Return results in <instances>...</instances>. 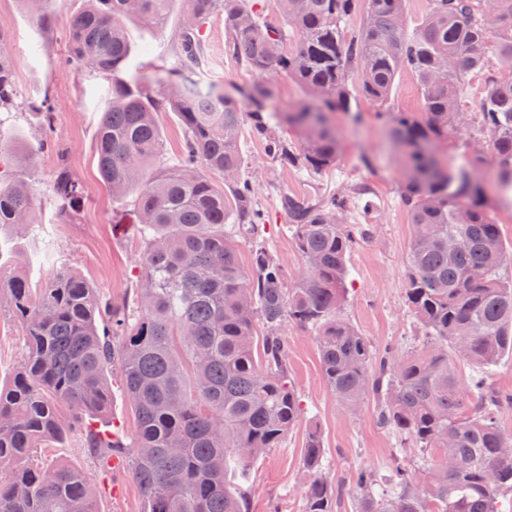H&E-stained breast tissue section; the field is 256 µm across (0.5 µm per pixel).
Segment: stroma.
Segmentation results:
<instances>
[{
	"instance_id": "stroma-1",
	"label": "stroma",
	"mask_w": 512,
	"mask_h": 512,
	"mask_svg": "<svg viewBox=\"0 0 512 512\" xmlns=\"http://www.w3.org/2000/svg\"><path fill=\"white\" fill-rule=\"evenodd\" d=\"M85 6L86 0H43L39 5L0 0V30L9 37L15 68L14 107L0 114V145L35 146L24 177L36 189L37 219L23 234L8 227L0 229V262L6 272L25 276L34 288L43 287L57 272L70 270L87 279L100 300L119 301L134 296L140 241L131 198L113 197L97 167L98 123L110 82L67 64L69 21ZM182 9L181 0H172L163 25L131 22L133 48L121 79L141 78L150 82L154 92H162ZM41 11L52 14L51 26L37 24ZM205 38L208 66L202 75L204 82L236 100L242 110H249L245 91L257 83V76L225 55L222 21L210 23ZM44 101L53 107L51 116L40 110ZM351 106L353 112L362 113L363 121L356 124L350 114H331L342 149L335 166L319 176L277 166L250 134L242 135L240 147L248 160L246 173L257 188L258 204L268 216L265 244L292 275L302 268L303 260L285 229L288 216L281 208V197H323L351 183L371 188L372 210L357 212L354 221L359 242L348 259L344 314L376 352L388 347L407 351L419 341L404 300L412 228L400 200L404 184L401 157L377 116V106L357 92ZM62 161L86 190L85 202L71 223L59 217L50 188ZM285 334L288 375L305 414L280 447L267 449L253 463L250 510L303 512V488L309 475L302 448L309 427L315 425L323 437L327 474L343 489L339 508L357 512L353 492L357 472L372 471L385 478L400 459L415 460L418 452L397 453V438L378 423L373 404L352 414L343 410L323 378L311 332L289 327ZM23 349L19 323L7 310H0V387L12 379ZM50 454L91 479L99 490V512H143L128 467L107 468L74 437L57 444Z\"/></svg>"
}]
</instances>
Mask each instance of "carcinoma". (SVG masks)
<instances>
[{
    "label": "carcinoma",
    "instance_id": "cac0c4a2",
    "mask_svg": "<svg viewBox=\"0 0 512 512\" xmlns=\"http://www.w3.org/2000/svg\"><path fill=\"white\" fill-rule=\"evenodd\" d=\"M364 3L358 34L345 23ZM171 0H87L70 19L68 63L113 76L130 58L126 21L161 25ZM167 73L180 87L155 94L138 80H112L98 127L97 162L114 197L134 196L141 253L134 302H99L87 281L59 273L33 289L0 270V304L25 332L26 352L0 388V512H97L96 487L81 471L38 459L39 448L77 435L105 458L130 459L143 512H250L251 465L280 445L304 409L288 378V326L315 335L323 377L354 412L372 401L377 420L434 462L416 473L399 464L382 478L362 472L358 512H500L512 494V435L498 418L512 397L498 393L492 367L512 357V245L490 216L475 156L450 167L430 147L462 130L492 147L499 184L512 189V0H428L408 31L406 0H184ZM272 11L278 21L267 19ZM224 21V54L259 77L283 75L311 99L272 122L265 85L251 87L243 112L202 84L203 29ZM387 102L395 79H416L422 111L381 112L403 156L401 202L412 224L405 300L419 350L373 352L344 317L348 257L358 244L351 208L368 193L345 185L315 202L281 200L304 267L293 279L266 249L265 214L245 173L243 129L283 168L319 174L341 142L328 114L355 123L349 84ZM483 77L476 110L460 87ZM15 96V72L0 31V110ZM184 129L180 158L159 170L157 113ZM223 179L219 184L214 177ZM52 190L70 217L83 186L59 167ZM34 189L0 185V229L36 223ZM250 243V262L239 241ZM472 365L464 379L457 363ZM135 420L127 443L106 429L107 373ZM323 440L310 428L303 460L310 480L304 512H337L340 496L323 472Z\"/></svg>",
    "mask_w": 512,
    "mask_h": 512
}]
</instances>
